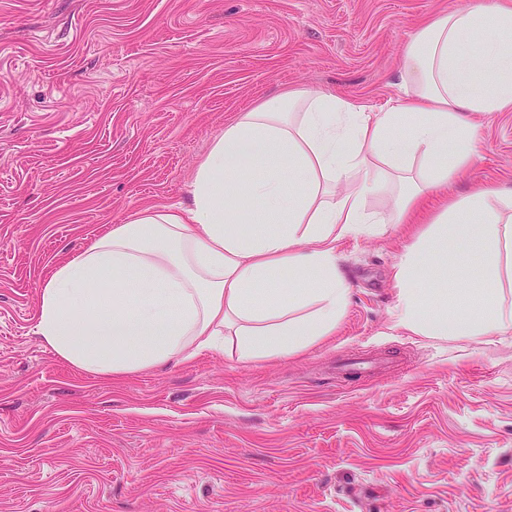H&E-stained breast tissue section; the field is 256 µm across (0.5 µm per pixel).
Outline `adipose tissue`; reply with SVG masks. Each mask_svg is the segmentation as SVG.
Instances as JSON below:
<instances>
[{
    "label": "adipose tissue",
    "instance_id": "ef3b65f1",
    "mask_svg": "<svg viewBox=\"0 0 512 512\" xmlns=\"http://www.w3.org/2000/svg\"><path fill=\"white\" fill-rule=\"evenodd\" d=\"M483 35V66L463 37ZM384 112L302 88L239 114L199 164L190 201L147 208L67 255L34 332L69 365L112 379L220 354L282 358L331 335L350 289L336 243L402 222L471 163L474 116L512 112V0H460L420 26ZM470 222L449 255L448 230ZM398 327L443 339L512 331V189L481 186L430 220L393 270ZM477 279V303L428 312L418 284Z\"/></svg>",
    "mask_w": 512,
    "mask_h": 512
}]
</instances>
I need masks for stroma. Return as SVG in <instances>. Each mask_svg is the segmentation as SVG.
I'll return each mask as SVG.
<instances>
[{
    "mask_svg": "<svg viewBox=\"0 0 512 512\" xmlns=\"http://www.w3.org/2000/svg\"><path fill=\"white\" fill-rule=\"evenodd\" d=\"M456 0H0V512H512V331L397 327L392 270L440 209L338 240L334 335L106 380L34 333L57 262L185 204L225 125L291 88L381 112ZM448 189L512 187V112Z\"/></svg>",
    "mask_w": 512,
    "mask_h": 512,
    "instance_id": "35a3bbf8",
    "label": "stroma"
}]
</instances>
